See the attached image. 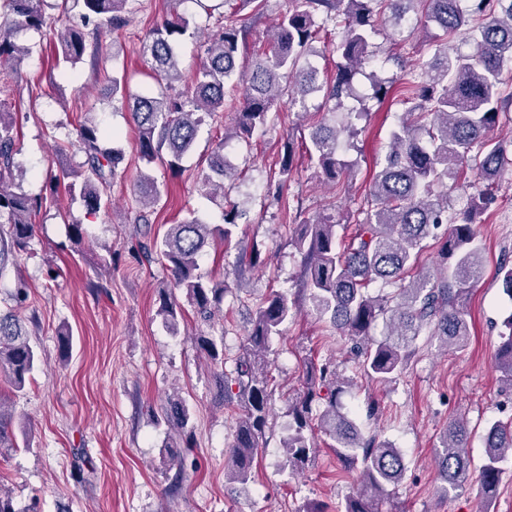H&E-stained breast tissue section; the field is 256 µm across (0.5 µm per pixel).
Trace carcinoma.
<instances>
[{"instance_id": "obj_1", "label": "carcinoma", "mask_w": 512, "mask_h": 512, "mask_svg": "<svg viewBox=\"0 0 512 512\" xmlns=\"http://www.w3.org/2000/svg\"><path fill=\"white\" fill-rule=\"evenodd\" d=\"M63 13L78 11L81 26L58 35L53 45L55 66H72L90 57L93 68L100 66L97 35L84 27L92 20L118 27L126 20L129 0H58ZM298 5L281 15L268 39V49L255 54L249 69L240 74L237 60L248 31L228 16L204 42L205 59L191 85L174 94H131L126 76L107 77L112 95L125 98L137 130V150L147 161L159 160L172 170L181 167L184 155L194 144L205 118L224 110L225 86L238 77L239 109L234 133L248 138L267 124L269 114L286 98L305 104L306 97L321 89L318 70L307 62L311 44L319 32V21L341 20L343 34L336 45V75L326 88L330 100L358 97L356 79L373 60L370 33L376 19L384 17L398 24L403 17L421 12L425 22L434 24L446 39L467 32L474 48L453 53L435 45L433 54L404 78L407 99L416 101L414 110L404 113L391 131L382 169L373 178L370 208L355 233L337 241L336 224L330 215L300 225L293 243L302 254V293L313 311L337 332L355 342L364 375L378 383L392 381L413 355V341L428 328L445 350H462L470 339V325L463 301L482 263V247L474 224L488 198L480 193L471 198L467 211L448 219L447 181L457 182L460 171H476L491 186L510 162L502 143L490 136L500 117L512 110V94L503 95L501 75L512 64V0H472L470 9L460 0H297ZM46 0H0V75L17 66L26 47L15 34L48 27ZM198 36L193 20L171 13L152 28L142 43L141 54L154 78L173 88L182 81L179 41L185 35ZM343 128L321 124L309 134L310 156L325 178L337 183L352 169L344 159ZM78 152L82 161L49 175L53 190L62 187L79 195L87 210L96 214L112 204L108 190L125 161L124 152L105 145V136L93 118L79 125ZM20 153L18 134L0 100V271L27 249L34 235L33 218L40 213L44 197L19 191L16 180L23 170L16 162ZM293 146L284 144L279 161L282 182L292 167ZM209 173L204 184L211 193L224 190L228 165L224 160V138L212 145ZM164 186L147 174L139 176L134 191L139 210L138 224H150L149 209L162 197ZM238 211L224 213V227L214 229L192 217L168 226L162 237L140 245L146 260L158 258L170 270L172 288L159 291L157 315L169 330L178 331L184 319L174 290L185 292L194 312L206 324L213 323L228 289L224 282L206 280L197 273L199 258L215 237L231 236ZM439 241L441 268L435 275L409 278L418 269L427 238ZM394 287L386 295L373 296L367 288L374 282ZM297 299L274 293L257 306L246 336L245 352L232 373L214 374L217 396L237 399L241 413L229 448L228 480L246 484L255 476L256 459L269 412L270 391L266 369L267 352L273 337L295 315ZM383 321L386 338L377 341L372 330ZM505 332L494 355L500 372L501 390L512 394V315L504 321ZM31 333L12 310L0 312V376L12 391L21 392L40 361ZM198 346L212 358L219 356L224 336L201 332ZM341 382L331 361L306 365V390L292 405L293 425L282 440L284 465L300 469L315 454L313 431L318 429L334 442L338 459L358 475L355 489L334 508V512H388L397 509L390 502L389 487L402 483L408 466L400 449L390 442L366 438L340 407ZM319 406L313 413L312 404ZM168 424L187 430L191 410L185 399L171 397L164 411ZM13 411L0 392V454L17 448L12 430ZM468 422L454 419L440 436L436 464L443 481L441 493L448 495L467 484L471 476ZM485 457L480 467L477 496L479 512H492L501 481L500 463L512 455V418L491 423L484 433ZM162 463L177 469L174 486L187 477L186 458L172 446ZM0 512H41L36 499L24 509L15 508L13 497L0 488Z\"/></svg>"}]
</instances>
